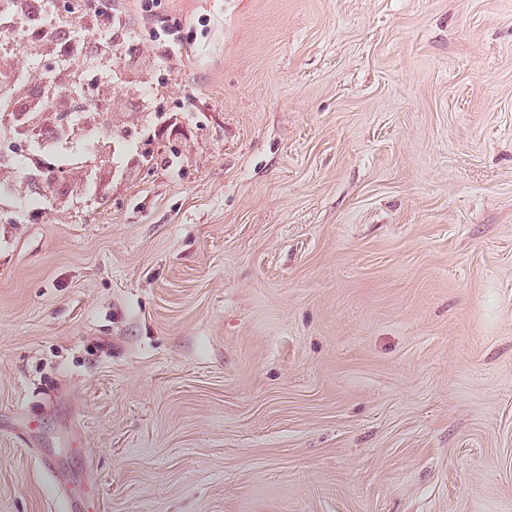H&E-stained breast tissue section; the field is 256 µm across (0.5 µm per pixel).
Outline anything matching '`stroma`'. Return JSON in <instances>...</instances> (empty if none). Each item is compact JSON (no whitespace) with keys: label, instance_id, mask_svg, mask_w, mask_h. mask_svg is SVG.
<instances>
[{"label":"stroma","instance_id":"1","mask_svg":"<svg viewBox=\"0 0 512 512\" xmlns=\"http://www.w3.org/2000/svg\"><path fill=\"white\" fill-rule=\"evenodd\" d=\"M112 3L96 168L0 152V512H512V0Z\"/></svg>","mask_w":512,"mask_h":512}]
</instances>
